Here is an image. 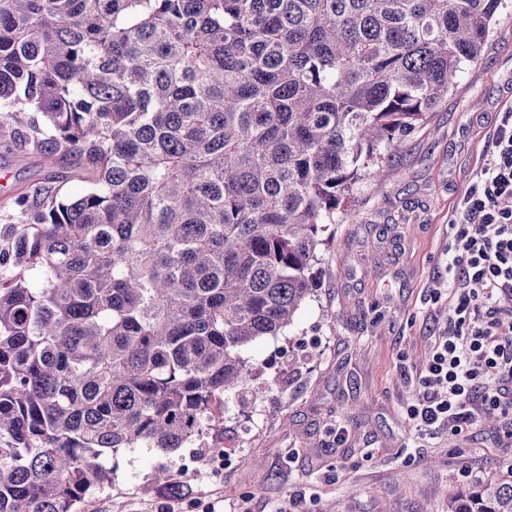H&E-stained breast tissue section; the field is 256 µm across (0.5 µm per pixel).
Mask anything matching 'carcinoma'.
Here are the masks:
<instances>
[{"label": "carcinoma", "instance_id": "cac0c4a2", "mask_svg": "<svg viewBox=\"0 0 512 512\" xmlns=\"http://www.w3.org/2000/svg\"><path fill=\"white\" fill-rule=\"evenodd\" d=\"M506 0H0V512H81L121 448L224 430L325 225L448 101ZM77 178V198L62 192ZM448 512H512V480ZM24 152L7 155L0 159V235L6 237L17 223V216L6 204V197L11 191L30 187L32 184L44 181L45 171L33 163L30 155ZM28 156V158H25ZM2 190V192H1ZM2 194V196H1Z\"/></svg>", "mask_w": 512, "mask_h": 512}]
</instances>
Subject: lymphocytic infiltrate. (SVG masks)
Wrapping results in <instances>:
<instances>
[{
  "label": "lymphocytic infiltrate",
  "instance_id": "lymphocytic-infiltrate-1",
  "mask_svg": "<svg viewBox=\"0 0 512 512\" xmlns=\"http://www.w3.org/2000/svg\"><path fill=\"white\" fill-rule=\"evenodd\" d=\"M448 320L433 337L407 416L419 432L507 420L512 437V109L448 224Z\"/></svg>",
  "mask_w": 512,
  "mask_h": 512
}]
</instances>
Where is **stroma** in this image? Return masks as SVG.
I'll use <instances>...</instances> for the list:
<instances>
[{
	"label": "stroma",
	"instance_id": "obj_1",
	"mask_svg": "<svg viewBox=\"0 0 512 512\" xmlns=\"http://www.w3.org/2000/svg\"><path fill=\"white\" fill-rule=\"evenodd\" d=\"M507 3L441 111L385 154L383 185H354L352 216L326 231L319 286L293 326L244 349L252 380L245 400L228 396L223 431L167 454L119 449L111 487L83 512H222L244 497L252 512H448L458 492L512 477L499 420L423 435L407 417L415 372L448 313V221L512 109ZM44 175L23 154L0 158L1 236L17 221L7 194ZM218 443L241 451L188 477ZM161 468L179 493L155 483Z\"/></svg>",
	"mask_w": 512,
	"mask_h": 512
}]
</instances>
